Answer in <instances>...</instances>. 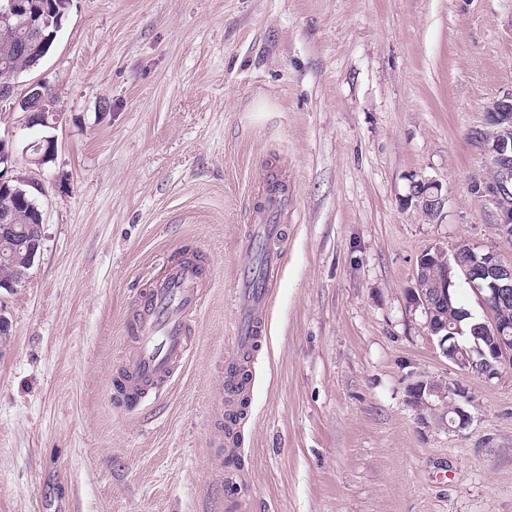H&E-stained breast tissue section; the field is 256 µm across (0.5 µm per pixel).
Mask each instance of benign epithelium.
Listing matches in <instances>:
<instances>
[{
	"instance_id": "benign-epithelium-1",
	"label": "benign epithelium",
	"mask_w": 512,
	"mask_h": 512,
	"mask_svg": "<svg viewBox=\"0 0 512 512\" xmlns=\"http://www.w3.org/2000/svg\"><path fill=\"white\" fill-rule=\"evenodd\" d=\"M25 10V0H8L0 9V24H9L12 18ZM44 102L43 87L38 83L30 84L22 101L26 127L49 125ZM472 137L482 144L486 166L492 173L490 180L478 186V193L497 212V229L509 236L512 234V95L489 102L485 108L484 127L473 131ZM23 152L30 162L36 165L45 163L42 140L29 142ZM1 163L5 167L0 170V184L10 179L15 164L14 148L7 147V141L2 139ZM412 197L429 214L437 213L443 203L438 186L425 179L414 182ZM440 264L445 268L441 269L439 276L427 281L419 278V274ZM455 267L473 287H478L481 282L487 283L485 293L480 295L485 319L479 323V329L486 336L488 346L479 351L477 360L457 344L448 343V336L452 335L451 324L439 314V309L448 304V271ZM416 274V288L410 303L424 314L430 335L436 338L440 352L449 363L464 373L485 379L495 377L506 365L512 366V323L499 322L492 316L495 305L512 296V263L505 264L490 252L478 254L470 245L461 243L450 258L439 250L423 252ZM407 393L408 403L415 409L421 425L433 420L448 431L459 432L471 422L470 414L461 404L467 394L457 384L422 376L409 384Z\"/></svg>"
}]
</instances>
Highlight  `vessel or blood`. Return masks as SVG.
<instances>
[{"label": "vessel or blood", "mask_w": 512, "mask_h": 512, "mask_svg": "<svg viewBox=\"0 0 512 512\" xmlns=\"http://www.w3.org/2000/svg\"><path fill=\"white\" fill-rule=\"evenodd\" d=\"M279 224H262L244 244L249 253L262 254L259 270H248L239 295L238 314L232 331L238 349L256 350L260 344L258 310L267 302L269 277L276 258L274 246L282 242ZM209 270L202 264L168 262L164 274L145 290L133 305L127 319L132 346L118 378V394L127 407L140 406L157 395L172 379L190 348L189 326L205 303ZM250 393L237 365L224 369V400L228 411L224 435L232 437L238 424L239 402Z\"/></svg>", "instance_id": "vessel-or-blood-1"}]
</instances>
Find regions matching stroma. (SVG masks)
<instances>
[{"label":"stroma","instance_id":"35a3bbf8","mask_svg":"<svg viewBox=\"0 0 512 512\" xmlns=\"http://www.w3.org/2000/svg\"><path fill=\"white\" fill-rule=\"evenodd\" d=\"M34 82L60 120L51 162L15 163L44 223L0 289V512H512V367L461 373L409 304L429 248L512 263L471 135L512 93V0H73L0 103L20 150ZM271 175L286 237L233 464L224 366ZM185 247L213 268L190 355L122 407L126 316ZM421 375L466 389V430L417 423ZM411 196L429 214L437 213L443 203L438 186L430 180L414 182Z\"/></svg>","mask_w":512,"mask_h":512}]
</instances>
